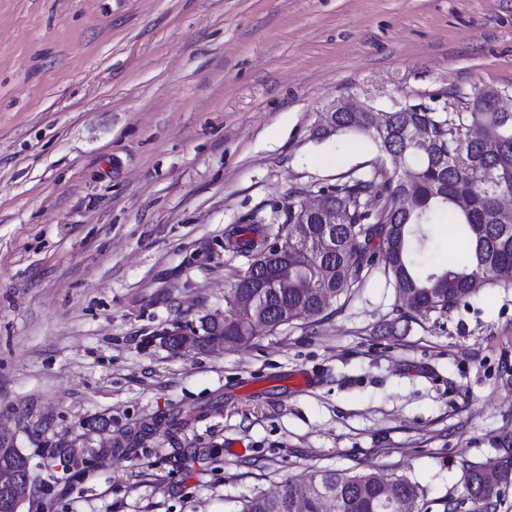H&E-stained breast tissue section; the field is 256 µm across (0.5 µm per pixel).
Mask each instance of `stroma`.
Here are the masks:
<instances>
[{"mask_svg": "<svg viewBox=\"0 0 512 512\" xmlns=\"http://www.w3.org/2000/svg\"><path fill=\"white\" fill-rule=\"evenodd\" d=\"M483 86L512 91V0H0V434L38 477L25 512H235L366 465L443 512L463 461L512 457V288L406 319L377 271L314 323L160 342L223 313L244 216L376 162L313 138L325 105ZM145 422L147 447L106 451Z\"/></svg>", "mask_w": 512, "mask_h": 512, "instance_id": "obj_1", "label": "stroma"}]
</instances>
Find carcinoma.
<instances>
[{"label": "carcinoma", "instance_id": "obj_1", "mask_svg": "<svg viewBox=\"0 0 512 512\" xmlns=\"http://www.w3.org/2000/svg\"><path fill=\"white\" fill-rule=\"evenodd\" d=\"M353 117L336 113V136L359 134L380 145L379 131L352 127ZM384 126L393 136L381 162L350 170L336 183L321 185L324 193L348 209L346 219L331 229L334 247L323 250L310 237L315 225H302L300 203L282 208L284 218L272 225L262 218L236 227L224 248L253 263L276 245L288 249V287L258 288L238 277L224 301V339L250 342L251 332L234 318L240 299L258 295L255 309L269 321L268 332L296 321H316L334 306L348 302L375 270L401 285L399 310L417 318L446 314L482 288H512V218L496 208L499 196L512 192V112H387ZM422 126L435 150L413 141L405 132ZM410 167L416 180L402 188L388 172ZM468 199L466 206L460 198ZM443 211L462 228L466 251L446 265L419 260L431 238L430 226ZM167 434L179 443L191 419L177 412L165 418ZM28 458L14 443L0 441V480L26 470ZM512 483V462L487 472L478 463L463 464L462 494L443 503V512H457L471 503V512H495L501 489ZM307 512H323L325 497L337 512H428L425 490L407 476L386 478L371 468L316 469L288 479L274 494L255 493L239 500L235 512H294L298 494Z\"/></svg>", "mask_w": 512, "mask_h": 512}]
</instances>
